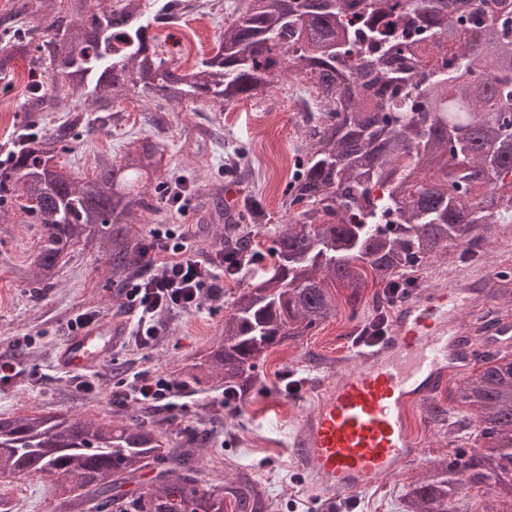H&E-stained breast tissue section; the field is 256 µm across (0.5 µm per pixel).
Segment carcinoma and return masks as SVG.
Instances as JSON below:
<instances>
[{
	"label": "carcinoma",
	"instance_id": "cac0c4a2",
	"mask_svg": "<svg viewBox=\"0 0 512 512\" xmlns=\"http://www.w3.org/2000/svg\"><path fill=\"white\" fill-rule=\"evenodd\" d=\"M69 0L70 18L42 26L0 29V73L26 57L48 64L68 119L4 146L0 208L18 200L41 226L31 270L47 288L62 260L81 244H101L109 273L133 272L146 243L131 236L133 211L146 209V187L163 154L144 139L118 160L102 159L95 176L61 172L69 132H92L78 110L102 106L120 91L165 101L232 102L263 91L288 74L315 85L319 112L306 119V148L288 182L285 204L299 222L274 232L270 269L242 283L224 315L222 338L183 368L201 383L222 374L224 387L256 381L266 352L321 327L336 315V290L362 299L367 280L413 288L411 275L450 245L478 244L492 225L512 218V10L499 0H240L216 53L191 71L169 67L151 33L174 19L165 4L142 20L135 0L110 10ZM440 34L448 57L420 65L411 37ZM250 234L224 236V251L252 253ZM480 372L451 399L479 413L484 452L462 448L433 461L407 493L403 512H468L463 487L512 491V356H481ZM150 419L100 423L65 414L0 418V477L38 474L63 493L60 512L93 499L112 512H266L265 490L239 472L222 493L196 477L198 435L180 448L160 441ZM158 488L123 490L149 462ZM469 471L460 483V470Z\"/></svg>",
	"mask_w": 512,
	"mask_h": 512
}]
</instances>
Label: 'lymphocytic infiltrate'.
Here are the masks:
<instances>
[{"label": "lymphocytic infiltrate", "instance_id": "lymphocytic-infiltrate-1", "mask_svg": "<svg viewBox=\"0 0 512 512\" xmlns=\"http://www.w3.org/2000/svg\"><path fill=\"white\" fill-rule=\"evenodd\" d=\"M143 264L144 273L135 274L125 287L128 311L136 319L134 340L141 347L156 336L164 314L199 307L202 296L218 294L224 274L237 275L246 268L245 261L237 258L227 266L213 263L197 255L188 237L169 240L156 229L150 232ZM175 390L174 382L145 372L119 398L156 406Z\"/></svg>", "mask_w": 512, "mask_h": 512}]
</instances>
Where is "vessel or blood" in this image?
Returning a JSON list of instances; mask_svg holds the SVG:
<instances>
[{"label": "vessel or blood", "mask_w": 512, "mask_h": 512, "mask_svg": "<svg viewBox=\"0 0 512 512\" xmlns=\"http://www.w3.org/2000/svg\"><path fill=\"white\" fill-rule=\"evenodd\" d=\"M492 280L461 274L416 290L391 311L387 336L356 351L353 368L316 380L315 397L292 426L288 446L313 496L380 487L422 450L409 409L478 359L475 325L488 323ZM127 324L108 319L70 336L59 370L88 371L121 346Z\"/></svg>", "instance_id": "b4317fda"}]
</instances>
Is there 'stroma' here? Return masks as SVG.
Wrapping results in <instances>:
<instances>
[{"instance_id": "obj_1", "label": "stroma", "mask_w": 512, "mask_h": 512, "mask_svg": "<svg viewBox=\"0 0 512 512\" xmlns=\"http://www.w3.org/2000/svg\"><path fill=\"white\" fill-rule=\"evenodd\" d=\"M237 4L238 0H216L208 13L189 7L155 28L169 66L190 68L213 56ZM13 69V75L0 77V144L13 139L25 125L31 113L29 86L39 84L48 98L56 93L50 66L35 74L29 60L20 57ZM315 97L309 78L290 75L253 97L229 104L148 103L139 96L119 94L112 100L117 119L91 133L78 132L72 151L60 161L75 177H89L99 157H120L133 141L152 138L164 150L162 179L184 181L189 196L180 209L156 199L152 211H136L133 236L147 237L153 228L165 234L186 229L199 255H209L215 239L224 234V218L215 211L213 199L233 186L239 197L262 201L267 221L250 226L249 231L258 249L264 250L275 229L289 221L282 205L284 190L300 156L304 120ZM39 235V225L20 208L0 212V365L14 369L12 377L0 383V417L39 412L107 421L139 416L144 407L113 404L112 393L144 370L180 385L173 408L154 411L164 422L166 444L178 446L192 426L211 429L210 441L197 454L200 479L220 488L241 468L266 486L268 512H327L325 501L311 496L296 468L287 433L311 406L308 384L335 371L337 364H349L356 328L378 314L373 301L376 285L364 289L354 308L347 304L345 291H337L336 316L298 343L270 349L260 363L262 387L243 388L239 402L218 415L213 403L223 384H194L185 380L182 369L221 336L237 279L225 278L219 300L205 297L197 310L166 315L148 348L139 350L124 341L110 360L90 371L95 389L84 393L77 391L72 374L59 371L55 364L59 347L70 336L68 321L86 310L97 311L103 319L127 317V300L123 289L112 283L101 248L68 255L51 287L39 288L19 279L18 271L28 267ZM467 265L491 278L512 277V220L495 225L471 256L454 245L429 260L418 273L419 284L436 285L450 271ZM413 419V432L425 455L404 465L382 489L349 496L352 512H399L412 485L450 449L443 420H467L469 427L458 437V445L467 449L481 445L475 415L451 400L449 387L414 409ZM0 496L26 512H57L55 498L35 476L0 478Z\"/></svg>"}]
</instances>
